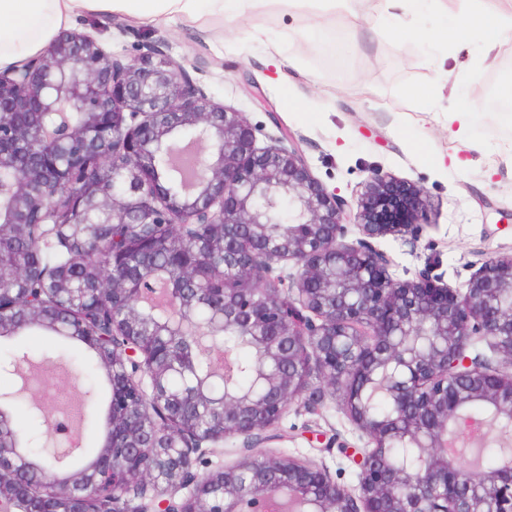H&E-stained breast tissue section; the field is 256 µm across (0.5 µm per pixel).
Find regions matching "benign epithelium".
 <instances>
[{"label":"benign epithelium","mask_w":512,"mask_h":512,"mask_svg":"<svg viewBox=\"0 0 512 512\" xmlns=\"http://www.w3.org/2000/svg\"><path fill=\"white\" fill-rule=\"evenodd\" d=\"M162 40H136L134 52L114 54L87 32L65 31L39 54L0 69V169L13 171L0 185L9 216L1 224H43L36 251L60 236L50 201L64 197L76 215L70 224H172L185 242L224 235V225L244 224L258 247L224 258L202 283L219 311L201 323L177 300L166 299L177 321L158 324L168 336L219 335L227 329L267 336L260 347L266 371L265 396L255 401L230 397L214 402L224 413V430L202 433L173 429L169 412L152 407L150 393L161 384L159 354L143 347L124 316L129 303H149L161 281L142 278L138 293L112 297V333L89 328L85 340L98 353L112 350L131 366L120 373L106 365L111 384L109 416L136 407L147 413L154 432L173 439L175 476L160 483L156 449L148 442H107L79 472L53 465L41 469L53 486L86 482L98 502L94 512H240V485L252 484L255 458L201 475L204 445L233 436L252 438L282 417L300 398L306 381L289 375L295 366L315 373L341 405L368 447L350 455L359 469L355 488L339 485L318 466L304 465L308 480L326 486L327 498H313L293 481L286 467L250 491L252 512H512V472L472 467L449 449L469 442L470 404L488 406L480 423L512 425V254L484 260L465 282L450 288L430 267L410 278L394 276L390 254L374 240L388 235L420 238L423 190L376 173L356 201L328 191L310 172L296 147H257V128L245 115L214 101L203 82L167 53ZM191 134L185 148L195 158L194 173L179 188L158 170L162 151ZM355 218L361 237L347 241L346 220ZM125 236L112 235V272L123 269ZM170 271L215 265V258L175 250ZM292 261L297 274L279 267ZM41 293L21 297L5 292L0 276V314L36 307ZM487 341L497 365L468 349ZM396 371L383 388L399 413L427 423L400 434L392 420L377 415L365 396L376 372ZM258 412L262 424L240 427L234 417ZM418 449V466L395 457L392 448ZM128 468L132 477L117 479Z\"/></svg>","instance_id":"obj_1"}]
</instances>
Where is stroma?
I'll use <instances>...</instances> for the list:
<instances>
[{"label": "stroma", "mask_w": 512, "mask_h": 512, "mask_svg": "<svg viewBox=\"0 0 512 512\" xmlns=\"http://www.w3.org/2000/svg\"><path fill=\"white\" fill-rule=\"evenodd\" d=\"M468 9L467 0H423L418 14L399 19L414 31L402 42L370 27L384 10L382 0L330 13L320 32L314 28L319 7L311 0L258 8L204 32L177 20L147 23L124 14L118 20L142 36L165 39L172 58L199 68L214 100L257 127L258 146L289 137L312 175L349 203L376 171L422 188L428 226L418 243L388 236L377 245L394 257L397 277L428 264L458 288L482 260L512 252V112L477 113L461 137L448 127L459 104L484 102L512 79V36L487 60L479 39L447 46L417 35L450 27ZM286 38L293 42L291 60L278 67L267 47ZM441 74L448 77L441 99L405 97L406 89ZM15 349L37 366V381L25 392L16 376L0 371V392L13 393L9 406L20 424H30L32 401L47 393L94 391L75 451L79 463L88 462L107 432L105 372H82L86 346L45 330L0 339L1 352ZM308 389L318 393L317 402L292 403L272 429L274 441L256 443L252 451L323 465L339 483L355 487L358 470L344 449L364 447L365 439L317 376H309ZM315 433L324 445L310 444Z\"/></svg>", "instance_id": "35a3bbf8"}]
</instances>
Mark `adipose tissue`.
I'll use <instances>...</instances> for the list:
<instances>
[{
  "instance_id": "adipose-tissue-1",
  "label": "adipose tissue",
  "mask_w": 512,
  "mask_h": 512,
  "mask_svg": "<svg viewBox=\"0 0 512 512\" xmlns=\"http://www.w3.org/2000/svg\"><path fill=\"white\" fill-rule=\"evenodd\" d=\"M264 0H0V68L44 50L58 31L89 14L123 13L150 23L178 18L188 24L231 20ZM467 22L450 32L452 42L479 37L484 57L496 55L501 40L512 34V13L472 9Z\"/></svg>"
}]
</instances>
